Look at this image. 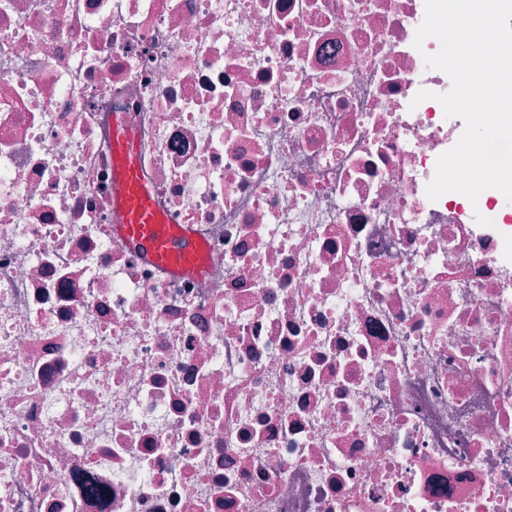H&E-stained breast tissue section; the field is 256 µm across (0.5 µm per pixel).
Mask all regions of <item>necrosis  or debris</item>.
Returning <instances> with one entry per match:
<instances>
[{
	"label": "necrosis or debris",
	"instance_id": "4bbe7bcc",
	"mask_svg": "<svg viewBox=\"0 0 512 512\" xmlns=\"http://www.w3.org/2000/svg\"><path fill=\"white\" fill-rule=\"evenodd\" d=\"M424 15L0 0V512H512V206L426 195ZM116 113L204 277L114 240Z\"/></svg>",
	"mask_w": 512,
	"mask_h": 512
}]
</instances>
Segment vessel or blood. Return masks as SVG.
<instances>
[{
	"label": "vessel or blood",
	"mask_w": 512,
	"mask_h": 512,
	"mask_svg": "<svg viewBox=\"0 0 512 512\" xmlns=\"http://www.w3.org/2000/svg\"><path fill=\"white\" fill-rule=\"evenodd\" d=\"M112 181L118 190L112 210L118 218L114 238L145 260L178 277L206 273V248L185 224H171L156 212L154 189L142 175V160L131 126L124 118L112 125Z\"/></svg>",
	"instance_id": "vessel-or-blood-1"
}]
</instances>
